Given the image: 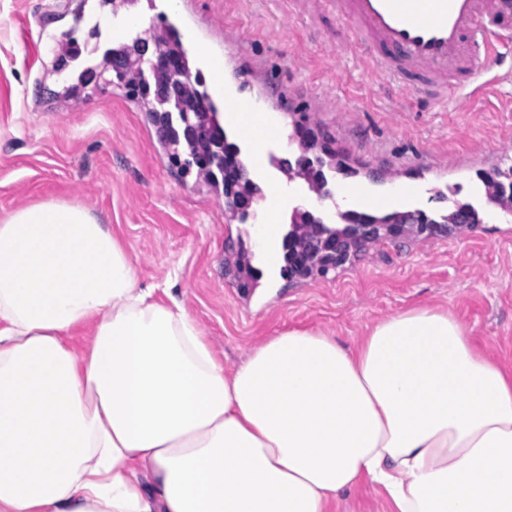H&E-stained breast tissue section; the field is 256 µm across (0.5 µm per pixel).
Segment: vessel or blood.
<instances>
[{
  "label": "vessel or blood",
  "instance_id": "1",
  "mask_svg": "<svg viewBox=\"0 0 512 512\" xmlns=\"http://www.w3.org/2000/svg\"><path fill=\"white\" fill-rule=\"evenodd\" d=\"M320 1L352 26L355 45L380 78L430 102L470 99L487 66L503 64L512 44V0H291L292 11L307 12ZM206 70L208 100L223 107L227 126L250 147L254 173L280 199L283 186L268 177L264 162L280 109L241 98L224 77L221 50L209 48Z\"/></svg>",
  "mask_w": 512,
  "mask_h": 512
}]
</instances>
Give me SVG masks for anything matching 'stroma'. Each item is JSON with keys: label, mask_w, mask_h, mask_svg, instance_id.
Listing matches in <instances>:
<instances>
[{"label": "stroma", "mask_w": 512, "mask_h": 512, "mask_svg": "<svg viewBox=\"0 0 512 512\" xmlns=\"http://www.w3.org/2000/svg\"><path fill=\"white\" fill-rule=\"evenodd\" d=\"M146 23L196 17L204 43L228 46L227 79L244 97L305 119L335 152L324 172L334 199L318 205L304 180L285 186L272 240L257 246L256 218L229 220L224 195L171 166L156 129L127 89L89 83L116 20L108 0H0V220L48 200L82 204L110 226L136 261L142 286H170L225 370L290 329L320 331L356 347L379 321L417 307L448 309L475 347L512 374V221L475 192L479 173L512 164V75L493 69L486 94L433 104L374 78L349 33L325 7L289 16L287 0H128ZM72 36L78 59L55 71ZM421 187L414 206L438 219L368 242L327 275L286 279L282 241L294 208L322 209L337 223L342 187L385 195ZM471 203L480 224L441 223L452 200ZM246 247L260 273L240 292L225 261Z\"/></svg>", "instance_id": "1"}]
</instances>
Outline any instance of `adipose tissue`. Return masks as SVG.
I'll list each match as a JSON object with an SVG mask.
<instances>
[{
	"mask_svg": "<svg viewBox=\"0 0 512 512\" xmlns=\"http://www.w3.org/2000/svg\"><path fill=\"white\" fill-rule=\"evenodd\" d=\"M362 481L391 512H512V376L448 311L353 351L292 329L228 373L83 205L0 221V512H335Z\"/></svg>",
	"mask_w": 512,
	"mask_h": 512,
	"instance_id": "1",
	"label": "adipose tissue"
}]
</instances>
